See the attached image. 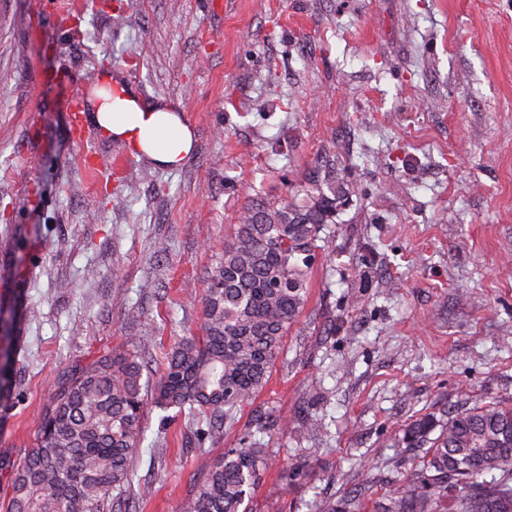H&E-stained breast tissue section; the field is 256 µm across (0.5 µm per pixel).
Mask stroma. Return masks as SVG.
Returning <instances> with one entry per match:
<instances>
[{
	"instance_id": "1",
	"label": "stroma",
	"mask_w": 512,
	"mask_h": 512,
	"mask_svg": "<svg viewBox=\"0 0 512 512\" xmlns=\"http://www.w3.org/2000/svg\"><path fill=\"white\" fill-rule=\"evenodd\" d=\"M66 2L0 0V312L18 359L0 457L33 447L74 361L155 363L198 334L239 210L295 193L325 156L350 191L305 314L206 453L150 409L136 512H180L258 413L272 428L251 512H315L364 482L394 490L415 461L391 445L417 416L512 403V0ZM109 71L184 113L179 168L73 131L71 101Z\"/></svg>"
}]
</instances>
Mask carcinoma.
Segmentation results:
<instances>
[{
	"instance_id": "1",
	"label": "carcinoma",
	"mask_w": 512,
	"mask_h": 512,
	"mask_svg": "<svg viewBox=\"0 0 512 512\" xmlns=\"http://www.w3.org/2000/svg\"><path fill=\"white\" fill-rule=\"evenodd\" d=\"M303 193L244 208L207 271L202 334L182 337L154 380L142 381L144 357L126 350L63 372L35 446L17 462L0 461L10 487L4 512H114L130 500L149 396L167 420L196 425L200 453L224 435L263 389L306 310L320 233L333 222L346 184L326 167L313 172ZM394 447L427 452L402 487L371 500L372 512H512V404L422 414ZM265 464L257 440L230 449L209 465L181 512H242ZM354 500H324L318 512H353Z\"/></svg>"
}]
</instances>
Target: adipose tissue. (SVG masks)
<instances>
[{
  "label": "adipose tissue",
  "instance_id": "ef3b65f1",
  "mask_svg": "<svg viewBox=\"0 0 512 512\" xmlns=\"http://www.w3.org/2000/svg\"><path fill=\"white\" fill-rule=\"evenodd\" d=\"M92 121L103 135L126 141L137 156L161 167L180 166L194 149L193 130L182 113L145 106L122 87L95 90Z\"/></svg>",
  "mask_w": 512,
  "mask_h": 512
}]
</instances>
